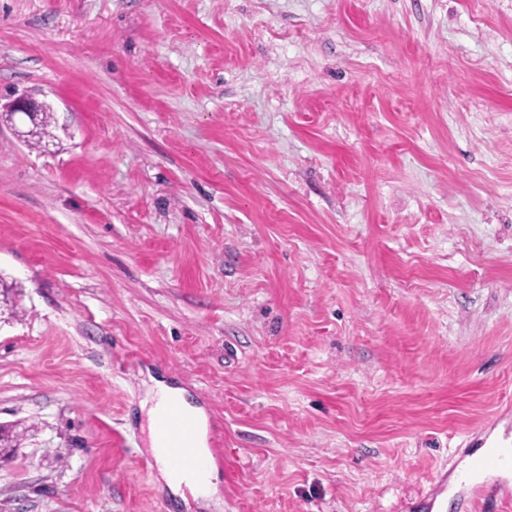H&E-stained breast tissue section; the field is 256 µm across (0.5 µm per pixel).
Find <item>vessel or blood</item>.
<instances>
[{
	"label": "vessel or blood",
	"mask_w": 512,
	"mask_h": 512,
	"mask_svg": "<svg viewBox=\"0 0 512 512\" xmlns=\"http://www.w3.org/2000/svg\"><path fill=\"white\" fill-rule=\"evenodd\" d=\"M194 427L184 419L177 406H169L167 412L156 422L155 438L164 448L172 464L176 467L191 466L196 472H203L208 463L221 462L220 440H212L211 456L198 457L194 448ZM512 468V445H503L476 456L463 481L470 486H478L479 476L489 470Z\"/></svg>",
	"instance_id": "b4317fda"
}]
</instances>
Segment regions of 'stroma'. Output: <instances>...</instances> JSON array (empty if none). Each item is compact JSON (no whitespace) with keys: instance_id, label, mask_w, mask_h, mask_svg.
Segmentation results:
<instances>
[{"instance_id":"stroma-1","label":"stroma","mask_w":512,"mask_h":512,"mask_svg":"<svg viewBox=\"0 0 512 512\" xmlns=\"http://www.w3.org/2000/svg\"><path fill=\"white\" fill-rule=\"evenodd\" d=\"M0 512H396L512 442V0H0ZM221 437L151 460L148 377ZM46 112V108L42 104H39L27 97H19L16 99L14 106L12 108L11 114L14 115V117L19 114L21 115L23 120L30 121V123L33 125L32 129H29L26 132H21L22 137H28L34 133V129L37 127L39 123V132L36 136L42 138L43 136H46L48 134L47 128L49 126V116ZM42 114V117L39 120V116ZM150 382L151 385L147 387L145 398L141 402V408L147 416L150 449L163 479L175 493L185 485L192 488L198 497H211L217 492L216 470H207L200 476L209 463L206 458H201L208 455L207 419L203 411L193 404L184 389L171 386L153 376L150 377ZM171 398L178 399L183 415L195 424L196 436L193 425L180 415L174 402L158 419L163 406ZM154 428L155 438L159 446L165 449L171 463L176 465L175 470L190 465L199 475L178 476L173 471L161 449L157 448ZM194 436L195 447L200 457H195Z\"/></svg>"}]
</instances>
